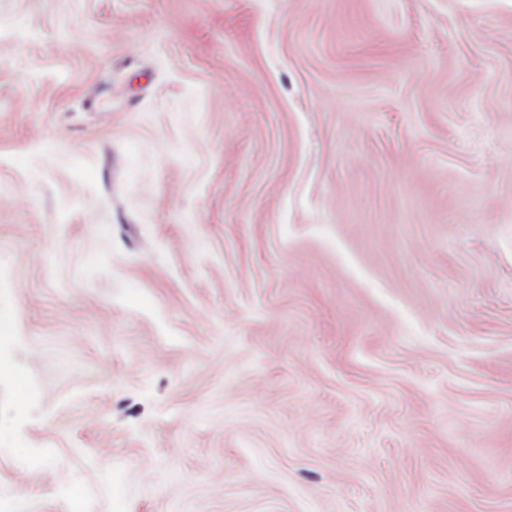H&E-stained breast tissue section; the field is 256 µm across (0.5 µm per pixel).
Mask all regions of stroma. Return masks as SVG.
Masks as SVG:
<instances>
[{"instance_id":"1","label":"stroma","mask_w":512,"mask_h":512,"mask_svg":"<svg viewBox=\"0 0 512 512\" xmlns=\"http://www.w3.org/2000/svg\"><path fill=\"white\" fill-rule=\"evenodd\" d=\"M0 499L512 512V0H0Z\"/></svg>"}]
</instances>
